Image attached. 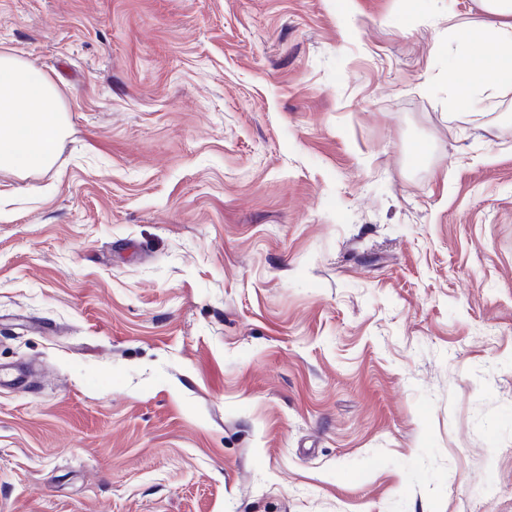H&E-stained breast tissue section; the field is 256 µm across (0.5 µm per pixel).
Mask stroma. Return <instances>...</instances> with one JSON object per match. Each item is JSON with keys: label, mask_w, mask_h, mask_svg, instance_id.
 <instances>
[{"label": "stroma", "mask_w": 512, "mask_h": 512, "mask_svg": "<svg viewBox=\"0 0 512 512\" xmlns=\"http://www.w3.org/2000/svg\"><path fill=\"white\" fill-rule=\"evenodd\" d=\"M480 0H0V512H512V86ZM506 41H512V22L493 21L462 34L455 61L456 71L466 78L457 82L454 73L448 75L456 109L468 111L477 93L512 84V55L489 51L491 45ZM64 112L48 74L0 52V168L24 173L49 166Z\"/></svg>", "instance_id": "35a3bbf8"}]
</instances>
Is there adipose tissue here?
<instances>
[{"mask_svg":"<svg viewBox=\"0 0 512 512\" xmlns=\"http://www.w3.org/2000/svg\"><path fill=\"white\" fill-rule=\"evenodd\" d=\"M492 22L464 32L456 69L466 75L455 83L452 103L469 110L477 93L512 84V55L491 52V45L512 41V0H483ZM65 106L53 80L16 56L0 52V168L31 172L50 165L63 129Z\"/></svg>","mask_w":512,"mask_h":512,"instance_id":"adipose-tissue-1","label":"adipose tissue"}]
</instances>
